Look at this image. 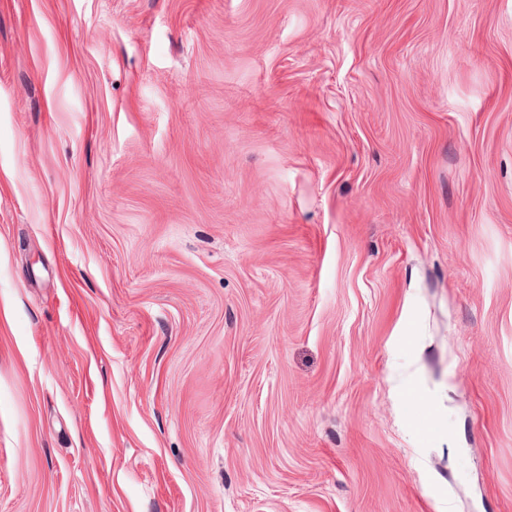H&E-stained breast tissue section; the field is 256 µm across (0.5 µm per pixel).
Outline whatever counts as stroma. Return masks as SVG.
Wrapping results in <instances>:
<instances>
[{"label": "stroma", "mask_w": 512, "mask_h": 512, "mask_svg": "<svg viewBox=\"0 0 512 512\" xmlns=\"http://www.w3.org/2000/svg\"><path fill=\"white\" fill-rule=\"evenodd\" d=\"M0 512H512V0H0Z\"/></svg>", "instance_id": "stroma-1"}]
</instances>
